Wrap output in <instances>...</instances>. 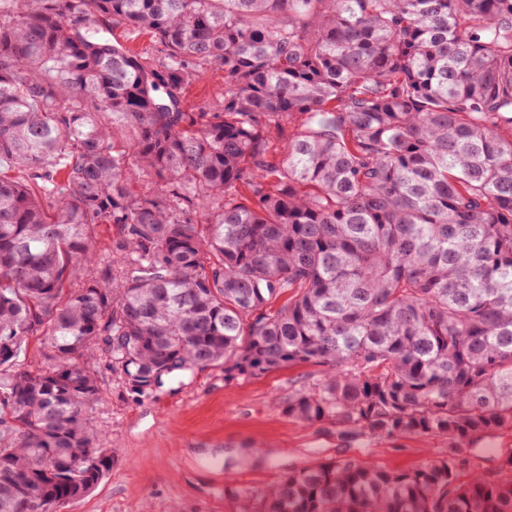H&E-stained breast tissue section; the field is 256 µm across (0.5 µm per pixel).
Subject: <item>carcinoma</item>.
<instances>
[{"mask_svg": "<svg viewBox=\"0 0 512 512\" xmlns=\"http://www.w3.org/2000/svg\"><path fill=\"white\" fill-rule=\"evenodd\" d=\"M13 4L0 163L26 178L0 170V512H53L111 470L96 350L137 397L313 364L289 417L448 437L435 463L322 462L236 512H512L511 453L505 477L460 481L471 440L512 424V0ZM205 65L224 99L194 110Z\"/></svg>", "mask_w": 512, "mask_h": 512, "instance_id": "cac0c4a2", "label": "carcinoma"}]
</instances>
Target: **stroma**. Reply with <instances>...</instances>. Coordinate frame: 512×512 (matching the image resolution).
I'll return each mask as SVG.
<instances>
[{"label":"stroma","mask_w":512,"mask_h":512,"mask_svg":"<svg viewBox=\"0 0 512 512\" xmlns=\"http://www.w3.org/2000/svg\"><path fill=\"white\" fill-rule=\"evenodd\" d=\"M96 366L97 445L111 449L112 469L93 493L56 512H231L225 489L257 493L318 462L394 471L448 453L443 436L368 435L347 443L331 426L289 418V395L321 377L311 364L229 381L223 367H208L139 399L127 395L104 357ZM471 448L481 471L496 477L501 456L512 452V424L473 439Z\"/></svg>","instance_id":"obj_1"}]
</instances>
